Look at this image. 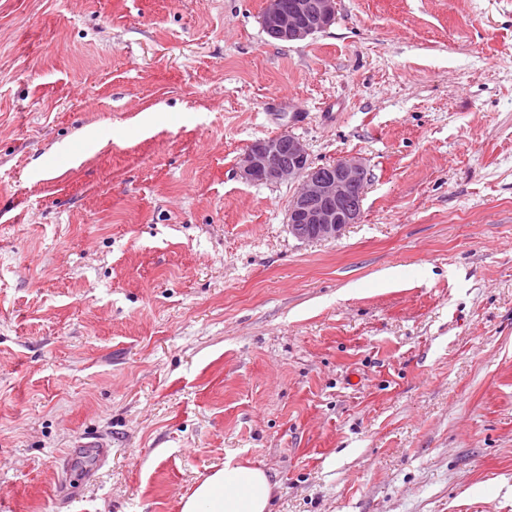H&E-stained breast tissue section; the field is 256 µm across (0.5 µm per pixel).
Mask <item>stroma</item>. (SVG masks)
Masks as SVG:
<instances>
[{
	"label": "stroma",
	"mask_w": 512,
	"mask_h": 512,
	"mask_svg": "<svg viewBox=\"0 0 512 512\" xmlns=\"http://www.w3.org/2000/svg\"><path fill=\"white\" fill-rule=\"evenodd\" d=\"M264 8L0 0V512H179L228 460L272 512H512V0ZM283 132L364 160L340 237L239 177ZM283 2L289 7L294 0H266L262 14V26L279 40H304L336 20V0H296L289 9Z\"/></svg>",
	"instance_id": "obj_1"
}]
</instances>
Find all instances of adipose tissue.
<instances>
[{
    "mask_svg": "<svg viewBox=\"0 0 512 512\" xmlns=\"http://www.w3.org/2000/svg\"><path fill=\"white\" fill-rule=\"evenodd\" d=\"M272 492L264 470L228 461L182 498L180 512H270Z\"/></svg>",
    "mask_w": 512,
    "mask_h": 512,
    "instance_id": "adipose-tissue-1",
    "label": "adipose tissue"
}]
</instances>
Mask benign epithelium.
<instances>
[{
	"label": "benign epithelium",
	"instance_id": "obj_1",
	"mask_svg": "<svg viewBox=\"0 0 512 512\" xmlns=\"http://www.w3.org/2000/svg\"><path fill=\"white\" fill-rule=\"evenodd\" d=\"M336 20V0H266L262 26L276 38L301 41ZM249 183H278L295 179L298 187L288 209V228L303 241L334 239L359 220L366 167L357 156L336 160L332 167L315 165L305 143L289 133L254 141L238 169Z\"/></svg>",
	"mask_w": 512,
	"mask_h": 512
}]
</instances>
